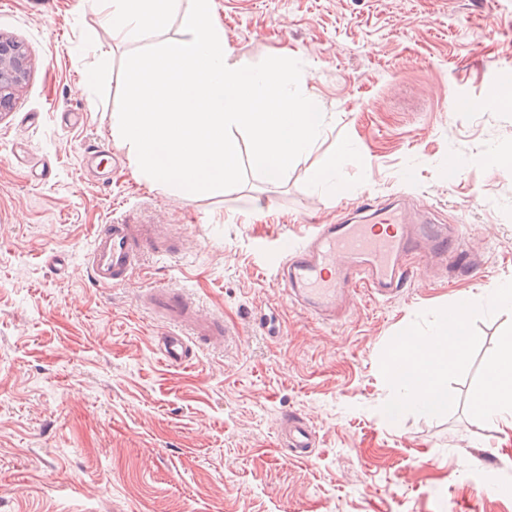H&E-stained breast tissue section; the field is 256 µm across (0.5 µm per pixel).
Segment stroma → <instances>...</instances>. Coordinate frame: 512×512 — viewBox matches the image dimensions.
<instances>
[{"label":"stroma","instance_id":"35a3bbf8","mask_svg":"<svg viewBox=\"0 0 512 512\" xmlns=\"http://www.w3.org/2000/svg\"><path fill=\"white\" fill-rule=\"evenodd\" d=\"M224 39L251 64L303 65V91L328 117L313 151L277 181L188 201L128 164L85 173L82 155H122L112 137L133 51L185 39L179 7L140 41L103 38L94 0H0V32L24 44L28 81L0 115V512H512V437L472 396L512 333V312L478 297L512 279V108L488 106L493 71L512 65V0H215ZM102 41L110 62L96 68ZM98 78L84 84L86 72ZM458 94L473 101L450 111ZM341 192L312 171L337 143ZM461 169L449 179L446 163ZM367 200L404 204L454 226L474 261H422L388 301L348 295L335 324L289 303L278 248L315 224L354 218ZM131 216L177 238L126 284H93L97 225ZM190 289L237 331L183 367L155 346L165 327L142 289ZM470 357L449 374L448 409L387 422L385 350L429 329L462 294ZM316 433L313 457L288 459L279 422Z\"/></svg>","mask_w":512,"mask_h":512}]
</instances>
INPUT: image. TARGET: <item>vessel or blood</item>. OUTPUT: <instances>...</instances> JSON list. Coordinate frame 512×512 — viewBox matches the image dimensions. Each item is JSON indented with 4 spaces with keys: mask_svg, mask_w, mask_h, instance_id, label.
Here are the masks:
<instances>
[{
    "mask_svg": "<svg viewBox=\"0 0 512 512\" xmlns=\"http://www.w3.org/2000/svg\"><path fill=\"white\" fill-rule=\"evenodd\" d=\"M364 209L372 214L370 223L316 225L276 264V278L289 301L317 319L335 322L337 300L350 291L398 295L413 273L412 256L421 252L469 260L458 235L443 225L411 222L387 203L370 201ZM173 253L171 237L159 235L153 225L122 218L94 233L87 266L97 286L111 288L125 284L145 257L164 259ZM140 300L167 327L157 351L168 365L189 364L194 346L214 345L233 334L222 319L202 314L182 289L149 288ZM277 441L290 459L306 461L316 435L303 420L290 418L280 423Z\"/></svg>",
    "mask_w": 512,
    "mask_h": 512,
    "instance_id": "b4317fda",
    "label": "vessel or blood"
}]
</instances>
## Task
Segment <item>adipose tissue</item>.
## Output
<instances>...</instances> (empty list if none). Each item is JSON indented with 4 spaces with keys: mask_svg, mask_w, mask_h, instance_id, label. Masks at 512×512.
Instances as JSON below:
<instances>
[{
    "mask_svg": "<svg viewBox=\"0 0 512 512\" xmlns=\"http://www.w3.org/2000/svg\"><path fill=\"white\" fill-rule=\"evenodd\" d=\"M100 21L112 39L134 42L162 29L175 0H96ZM470 297L455 305V315L440 314L434 328L395 337L383 362L396 392L384 408L386 420L413 411L437 414L448 406L446 381L470 355ZM475 405L490 422L512 433V334L502 337L496 360L474 396Z\"/></svg>",
    "mask_w": 512,
    "mask_h": 512,
    "instance_id": "1",
    "label": "adipose tissue"
}]
</instances>
